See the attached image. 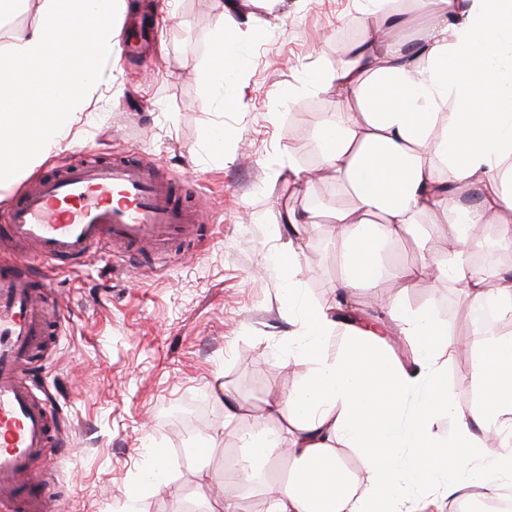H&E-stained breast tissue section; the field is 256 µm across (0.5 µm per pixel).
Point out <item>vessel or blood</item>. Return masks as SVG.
I'll list each match as a JSON object with an SVG mask.
<instances>
[{
    "label": "vessel or blood",
    "instance_id": "vessel-or-blood-1",
    "mask_svg": "<svg viewBox=\"0 0 512 512\" xmlns=\"http://www.w3.org/2000/svg\"><path fill=\"white\" fill-rule=\"evenodd\" d=\"M198 214L177 204L151 159L95 156L40 176L0 225L20 252L0 258V503L12 512H52L31 476V462L57 434L44 386L27 374L51 319L41 306L49 271L92 250L116 252L138 266L142 248L164 252L177 241L208 240Z\"/></svg>",
    "mask_w": 512,
    "mask_h": 512
}]
</instances>
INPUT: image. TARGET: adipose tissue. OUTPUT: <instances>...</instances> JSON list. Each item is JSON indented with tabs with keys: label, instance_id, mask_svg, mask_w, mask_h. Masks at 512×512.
I'll list each match as a JSON object with an SVG mask.
<instances>
[{
	"label": "adipose tissue",
	"instance_id": "adipose-tissue-1",
	"mask_svg": "<svg viewBox=\"0 0 512 512\" xmlns=\"http://www.w3.org/2000/svg\"><path fill=\"white\" fill-rule=\"evenodd\" d=\"M270 0H228L215 30L217 67L231 65L235 36L246 34L255 8ZM512 0H432L429 21L416 46L385 38L373 12L351 61L330 75L339 111L320 135L321 154L337 183L353 199L330 221L338 230L336 258L341 288L377 285L383 240L414 231L419 217L444 206L439 234L455 239L448 254L434 251V236H420L439 276L460 285L472 304L494 300L512 315V274L495 287L470 274L466 244L474 225L512 217ZM477 187L480 205H461L457 192ZM424 266L399 268L401 293L386 309L389 323L417 344L413 366L394 361L378 332L355 327L351 347L325 356L320 340L336 325L331 313L305 308L289 343L295 357L312 363L301 387L269 403L267 416L283 420L292 436L294 464L285 482L265 488L267 512H442L446 500L471 489L498 497L512 485V337L484 340L475 356L474 399L463 412L446 398L449 378L440 357L450 348L447 325L406 307ZM447 411L455 424L445 439L432 423ZM500 438L490 447L473 427ZM360 448L362 478L341 465L334 444ZM280 450L259 436L239 470L224 481H248Z\"/></svg>",
	"mask_w": 512,
	"mask_h": 512
}]
</instances>
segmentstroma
<instances>
[{
  "label": "stroma",
  "mask_w": 512,
  "mask_h": 512,
  "mask_svg": "<svg viewBox=\"0 0 512 512\" xmlns=\"http://www.w3.org/2000/svg\"><path fill=\"white\" fill-rule=\"evenodd\" d=\"M139 2L118 27L150 19L153 43L131 62L113 53L66 139L36 172L89 149L105 159L142 154L190 190L191 209L216 230L200 248L184 242L164 256L143 253L139 270L100 253L51 270L45 300L60 307L63 327L38 364L48 373L61 444L36 467L66 512H178L188 494L198 512L226 498L238 512H266L261 490L224 487L225 459L259 431L288 447L285 423L262 416L314 373L294 357L288 334L304 307L337 305L333 225H301L297 276L277 258L291 238L285 210L308 220L316 185L334 183L326 169L311 182L300 160L317 154L337 110L336 35L363 20L369 4L278 0L259 10L218 89L208 64L226 0ZM404 302L447 322L459 348L448 374L463 384L449 399L469 407L471 306L457 286L426 276ZM229 401L237 409L231 420ZM192 437L204 448L198 463L182 454Z\"/></svg>",
  "instance_id": "35a3bbf8"
}]
</instances>
